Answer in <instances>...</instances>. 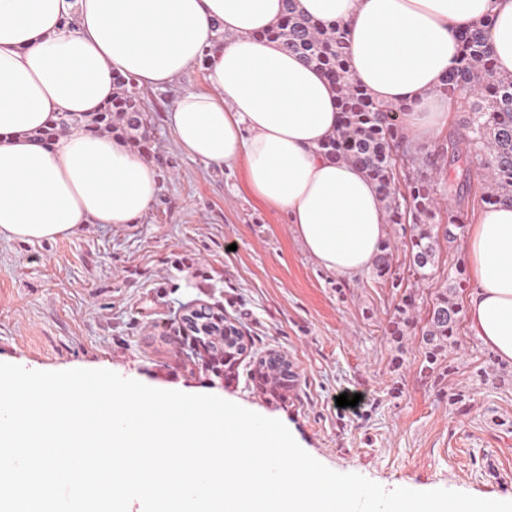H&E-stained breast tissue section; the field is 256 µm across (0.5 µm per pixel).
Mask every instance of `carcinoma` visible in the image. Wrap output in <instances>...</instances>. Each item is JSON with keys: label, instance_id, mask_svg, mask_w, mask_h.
I'll use <instances>...</instances> for the list:
<instances>
[{"label": "carcinoma", "instance_id": "obj_1", "mask_svg": "<svg viewBox=\"0 0 512 512\" xmlns=\"http://www.w3.org/2000/svg\"><path fill=\"white\" fill-rule=\"evenodd\" d=\"M284 2L283 17L264 37L322 71L336 93L339 123L336 133L321 145V151L329 159L352 164L366 175L385 208L388 223L401 226L402 234L408 235L409 272L419 281L430 279L438 268L439 239L452 243L463 229L458 208L451 204L445 208L441 203L439 185L445 158H450L454 172L464 179L474 167L484 170L486 184L481 202H512V76L494 73L488 46L492 20L488 18L462 34L457 64L436 89L454 103L480 98L487 105L474 109L465 132L449 135L446 143L420 157L410 147L400 121L403 108L375 100L351 74L344 27L339 23L322 24L300 14L295 0ZM114 83L112 100L99 111L79 116L64 113L38 136L52 141L71 129L122 134L145 126L134 80L118 72ZM400 160L412 167L409 195L403 198L398 197L395 188V167ZM394 254L393 241L388 237L382 241L374 260V277L383 279L391 272ZM447 280L448 285L426 312L419 339L427 361L424 369L431 374L440 366L448 348L456 344L462 319L456 296L465 283L463 267H448ZM414 308L415 299L405 297L389 322L396 368L400 366L406 333L415 322ZM242 351L241 336L230 324L224 337V366L232 368ZM259 369L261 377L276 385L284 384L277 362L267 358L260 361Z\"/></svg>", "mask_w": 512, "mask_h": 512}]
</instances>
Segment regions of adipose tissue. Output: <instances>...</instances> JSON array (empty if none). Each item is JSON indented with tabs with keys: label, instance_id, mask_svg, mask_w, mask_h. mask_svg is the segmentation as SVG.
<instances>
[{
	"label": "adipose tissue",
	"instance_id": "ef3b65f1",
	"mask_svg": "<svg viewBox=\"0 0 512 512\" xmlns=\"http://www.w3.org/2000/svg\"><path fill=\"white\" fill-rule=\"evenodd\" d=\"M347 30L354 77L376 100L406 105L418 138L448 125L433 90L456 64L459 36L484 17L497 73L512 74V0H296ZM283 0H0V238H66L86 224H128L159 190L157 170L111 136L37 134L60 113L111 99L114 73L160 89L198 60L205 86L169 114L178 148L207 166L241 163L261 206L285 213L325 271L352 277L387 233L377 194L357 167L325 158L338 110L323 74L259 39ZM473 335L512 364V203L482 209L465 241Z\"/></svg>",
	"mask_w": 512,
	"mask_h": 512
}]
</instances>
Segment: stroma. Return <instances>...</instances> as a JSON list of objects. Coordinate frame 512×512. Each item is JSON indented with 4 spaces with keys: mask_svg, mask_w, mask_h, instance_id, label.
Returning <instances> with one entry per match:
<instances>
[{
    "mask_svg": "<svg viewBox=\"0 0 512 512\" xmlns=\"http://www.w3.org/2000/svg\"><path fill=\"white\" fill-rule=\"evenodd\" d=\"M195 64L162 89L143 90L151 118L140 156L159 193L135 224H88L54 242L0 238V362L33 371L106 369L161 390L212 394L284 423L312 457L384 489H449L512 499V383L485 372L493 350L458 331L435 374L419 328L396 355L386 328L403 296L424 316L463 241L443 245L436 275L416 282L403 262L389 281L321 269L284 213L258 206L242 168L218 170L181 152L166 122L181 92L205 86ZM221 309L245 352L232 373L211 367L188 307ZM292 364L288 386L258 377L269 352ZM360 394L340 407V394ZM463 404H455V395Z\"/></svg>",
    "mask_w": 512,
    "mask_h": 512,
    "instance_id": "obj_1",
    "label": "stroma"
}]
</instances>
